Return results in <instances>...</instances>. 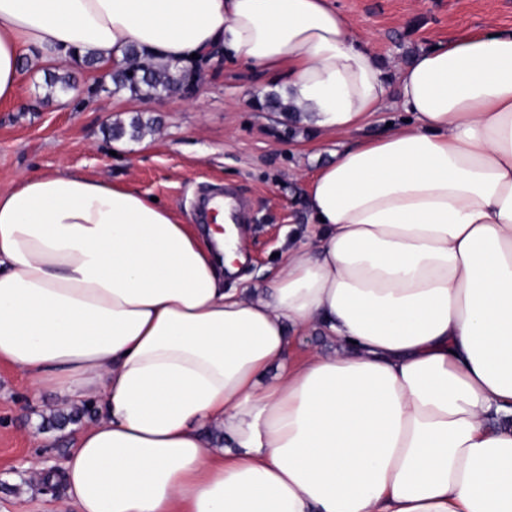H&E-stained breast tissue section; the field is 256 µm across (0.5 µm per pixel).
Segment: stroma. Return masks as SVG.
Returning <instances> with one entry per match:
<instances>
[{
  "label": "stroma",
  "instance_id": "1",
  "mask_svg": "<svg viewBox=\"0 0 512 512\" xmlns=\"http://www.w3.org/2000/svg\"><path fill=\"white\" fill-rule=\"evenodd\" d=\"M334 3L392 70L414 50L460 32L512 28V0ZM69 70L75 88L68 103L48 97L43 75L31 69L16 101L0 106V191L24 174L76 170L134 187L194 224L201 198L234 188L243 201L241 273L254 281L277 266L290 242L305 238L304 178L332 160L342 139L253 107V98L282 92V84L244 65L208 60L193 95L174 92L147 104L102 91L94 69ZM136 116L152 125L150 145L112 138L110 126ZM62 410L52 393L32 400L21 371L0 366V512H69L65 485L31 481L26 469L35 457L62 466L74 448L77 424L49 423Z\"/></svg>",
  "mask_w": 512,
  "mask_h": 512
}]
</instances>
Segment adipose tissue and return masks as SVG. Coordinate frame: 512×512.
I'll list each match as a JSON object with an SVG mask.
<instances>
[{"label":"adipose tissue","mask_w":512,"mask_h":512,"mask_svg":"<svg viewBox=\"0 0 512 512\" xmlns=\"http://www.w3.org/2000/svg\"><path fill=\"white\" fill-rule=\"evenodd\" d=\"M131 46L270 74L349 141L305 181L309 239L236 288L223 196L201 229L77 171L0 191V364L98 405L73 512H512V28L390 72L333 0H0V105Z\"/></svg>","instance_id":"obj_1"}]
</instances>
